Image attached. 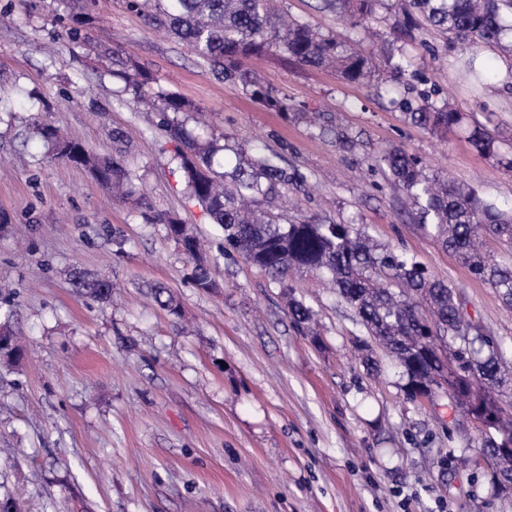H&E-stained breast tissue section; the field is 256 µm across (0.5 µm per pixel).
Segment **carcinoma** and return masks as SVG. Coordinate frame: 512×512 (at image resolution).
I'll return each mask as SVG.
<instances>
[{
  "label": "carcinoma",
  "instance_id": "1",
  "mask_svg": "<svg viewBox=\"0 0 512 512\" xmlns=\"http://www.w3.org/2000/svg\"><path fill=\"white\" fill-rule=\"evenodd\" d=\"M389 2L324 0V6L365 30L379 12L388 9ZM91 5L92 0H70V13L59 18L70 40H85V28L95 21ZM411 5L426 26L448 33L449 40L473 52L501 46L504 33L512 32V23L507 22L512 18V0H411ZM126 7L149 26L187 44L214 76L240 85L260 106L284 117L301 114L304 108L287 94L265 85L252 69V60L277 52L301 65L334 67L352 84L364 82L375 69L372 58L361 50L276 11L271 0H126ZM417 28L416 18L408 14L391 27L390 33L376 34L394 78L405 74L409 66L400 44L402 36ZM116 65L119 69L112 75L124 83L132 101L160 113L164 131L181 143L175 159L184 175L187 198L200 205L223 232L225 258L239 257L263 269L282 288L304 272L320 275L353 310L363 335L381 345L400 369L407 399L414 401L420 395L431 399L442 390L466 415L470 409L464 398L473 392L498 406L501 424L512 429V404L496 399L501 388L512 383V371L486 325L477 319L461 321L463 305L454 285L433 277L403 252L371 245L364 224L318 217L281 223L252 208L259 196L279 183H288L280 166L281 156L257 151L247 159L245 168L238 162L229 171H216V144L199 142V137L168 117L170 112H193L194 105L173 92L153 95L150 74L134 61L119 59ZM432 96L431 92H419L403 100L405 120L437 133L461 126L463 113ZM37 134L56 159L84 168L118 193L135 195L119 160L95 155L52 126L37 127ZM470 140L480 151L495 153L496 138L487 128H474ZM377 162L403 188L426 233L512 309V262H494L486 252L490 237L512 248V206L504 208L483 200L475 189L429 173L419 157L399 148L382 150ZM144 219L167 225L168 233L193 263L190 279L195 287L211 290L214 283L207 259L190 228L173 217L146 213ZM80 285L101 300L112 295V283L105 279L83 278ZM152 296L160 308L180 314V304L167 288H154ZM288 308L294 325L307 329L312 310L296 299L289 301ZM19 355L6 312L0 320V362L12 364ZM493 479L502 493L512 494V455L495 457Z\"/></svg>",
  "mask_w": 512,
  "mask_h": 512
}]
</instances>
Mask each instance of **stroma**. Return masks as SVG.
Instances as JSON below:
<instances>
[{"mask_svg":"<svg viewBox=\"0 0 512 512\" xmlns=\"http://www.w3.org/2000/svg\"><path fill=\"white\" fill-rule=\"evenodd\" d=\"M274 4L343 43L361 38L321 0ZM65 9L64 0H0V293L22 341L20 361L0 368V499L22 512H512V497L474 462L482 429L466 418L450 425L446 394L406 400L383 349L363 346L352 311L318 276H295L285 289L246 261L224 260L215 225L184 196L159 114L122 94L111 59L134 58L157 87L195 103L183 116L188 131L246 156L279 153L288 173L305 175L259 199L261 211L367 225L374 242L455 284L465 312L512 362V310L422 230L400 186L372 164L396 146L512 203V172L469 140L489 112L498 135L512 134V90L499 78L512 56L482 49L487 77L474 89L456 47L428 28L429 50L381 99L330 69L261 60L265 84L324 112L349 136L344 147L216 79L123 0H95L88 45L64 34L56 17ZM433 85L466 116L442 137L405 122L399 105ZM52 122L120 158L152 212L207 240L214 291L194 287L165 225L145 223L88 171L48 156L33 127ZM86 272L115 283L111 300L79 289ZM158 285L181 315L153 302ZM293 298L314 310L311 331L294 326ZM367 356L379 376L367 373Z\"/></svg>","mask_w":512,"mask_h":512,"instance_id":"obj_1","label":"stroma"}]
</instances>
